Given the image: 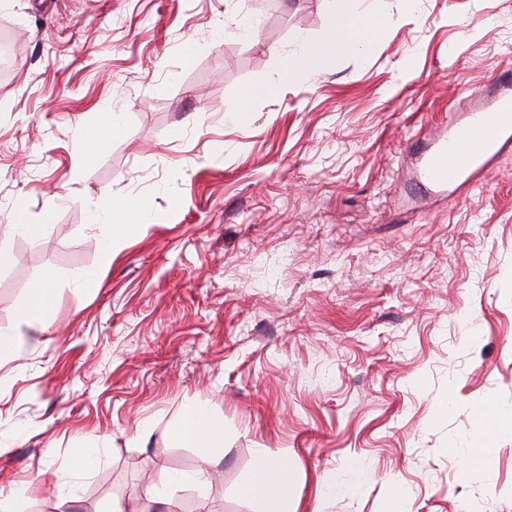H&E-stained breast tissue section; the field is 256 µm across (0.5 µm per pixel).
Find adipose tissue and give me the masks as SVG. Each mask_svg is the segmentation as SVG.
Returning <instances> with one entry per match:
<instances>
[{
  "instance_id": "ef3b65f1",
  "label": "adipose tissue",
  "mask_w": 512,
  "mask_h": 512,
  "mask_svg": "<svg viewBox=\"0 0 512 512\" xmlns=\"http://www.w3.org/2000/svg\"><path fill=\"white\" fill-rule=\"evenodd\" d=\"M335 29L328 35L313 39L298 36L295 49L288 56L289 75L302 74L313 78L319 75L327 62L339 59L360 45L368 36L387 28L390 19L378 6V0H345ZM111 232L104 243L106 256H114L121 243L140 233L147 223V209L141 202L124 206L119 214H106ZM165 443L180 448L198 449L203 467L167 473L161 484L150 486L148 495L175 504L178 491L190 488L199 496H206L210 485L211 465L224 456V418L207 402L195 401L183 407L169 424ZM297 481V472L287 457H274L266 449H259L255 472L243 486V494L261 501L264 512H291L288 493Z\"/></svg>"
}]
</instances>
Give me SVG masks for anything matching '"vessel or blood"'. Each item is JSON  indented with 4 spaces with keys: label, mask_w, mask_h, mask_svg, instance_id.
I'll use <instances>...</instances> for the list:
<instances>
[{
    "label": "vessel or blood",
    "mask_w": 512,
    "mask_h": 512,
    "mask_svg": "<svg viewBox=\"0 0 512 512\" xmlns=\"http://www.w3.org/2000/svg\"><path fill=\"white\" fill-rule=\"evenodd\" d=\"M473 98L474 107L449 122L447 130L416 136V170L427 190H444L473 176L484 169L491 155L512 141V82L496 79L492 93L478 91ZM467 139L472 146L465 152L461 145Z\"/></svg>",
    "instance_id": "1"
}]
</instances>
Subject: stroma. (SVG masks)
<instances>
[{"instance_id": "stroma-1", "label": "stroma", "mask_w": 512, "mask_h": 512, "mask_svg": "<svg viewBox=\"0 0 512 512\" xmlns=\"http://www.w3.org/2000/svg\"><path fill=\"white\" fill-rule=\"evenodd\" d=\"M380 6L392 25L310 80L285 62L337 0L0 5V330L57 275L0 362V512H53V487L79 512H158L149 481L200 463L164 443L194 400L223 415L224 457L182 510L259 512L239 488L263 448L296 467V512H383L398 489L407 512H512V435L490 467L462 458L478 407L512 410V146L446 196L414 185L407 150L512 76V0ZM106 112L125 133L91 142ZM135 195L155 221L106 258L100 218ZM358 462L361 494L320 496ZM55 277L47 273L43 279L32 289L26 304L18 313V325L32 326L45 320L46 315L54 307L56 288Z\"/></svg>"}]
</instances>
